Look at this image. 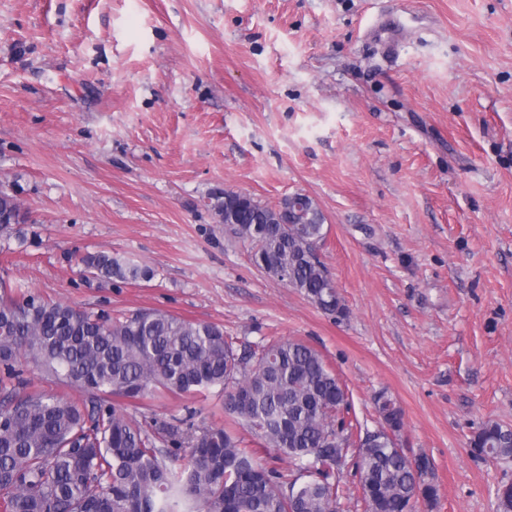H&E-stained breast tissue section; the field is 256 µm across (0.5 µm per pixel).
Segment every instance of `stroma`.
<instances>
[{
	"instance_id": "1",
	"label": "stroma",
	"mask_w": 512,
	"mask_h": 512,
	"mask_svg": "<svg viewBox=\"0 0 512 512\" xmlns=\"http://www.w3.org/2000/svg\"><path fill=\"white\" fill-rule=\"evenodd\" d=\"M0 186L28 215L0 231L15 289L302 340L362 425L400 407L438 488L417 512H498L512 459L470 442L512 427V0H0ZM228 190L315 202L343 314L255 266ZM96 252L154 276H84ZM123 406L227 421L217 387ZM472 455L481 461L512 458V427L495 421L483 423L471 441Z\"/></svg>"
}]
</instances>
